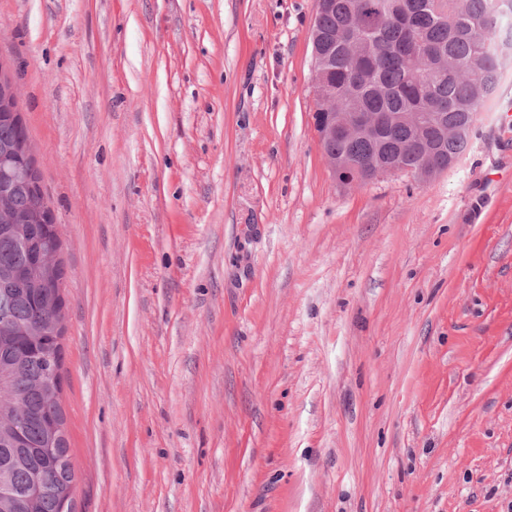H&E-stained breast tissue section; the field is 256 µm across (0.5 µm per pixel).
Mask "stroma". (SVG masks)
<instances>
[{
    "label": "stroma",
    "instance_id": "35a3bbf8",
    "mask_svg": "<svg viewBox=\"0 0 512 512\" xmlns=\"http://www.w3.org/2000/svg\"><path fill=\"white\" fill-rule=\"evenodd\" d=\"M318 0H0L62 242L72 512H512V65L347 186Z\"/></svg>",
    "mask_w": 512,
    "mask_h": 512
}]
</instances>
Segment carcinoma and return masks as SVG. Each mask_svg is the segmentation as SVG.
<instances>
[{
    "label": "carcinoma",
    "instance_id": "carcinoma-1",
    "mask_svg": "<svg viewBox=\"0 0 512 512\" xmlns=\"http://www.w3.org/2000/svg\"><path fill=\"white\" fill-rule=\"evenodd\" d=\"M490 0H328L317 15L326 38V78L336 92V110L349 101L352 112H445L448 126H466L482 110L471 73L494 90L499 65L483 56V42L512 48V0L489 12ZM362 41L351 50L352 36ZM448 57L453 67L432 81L417 79L411 58L433 62ZM28 140L21 114L0 112V192L10 213L0 221V399L11 405L0 424V468L4 469L0 512H71L73 468L68 457L60 403L65 301L63 271L45 281L29 277L36 251L61 249L45 224L30 223L42 196L16 173L24 166L18 146ZM464 137L424 154L402 122H386L379 138L323 144L327 153L347 154L369 166L381 152L405 150L411 169L432 163L442 169L460 155Z\"/></svg>",
    "mask_w": 512,
    "mask_h": 512
}]
</instances>
